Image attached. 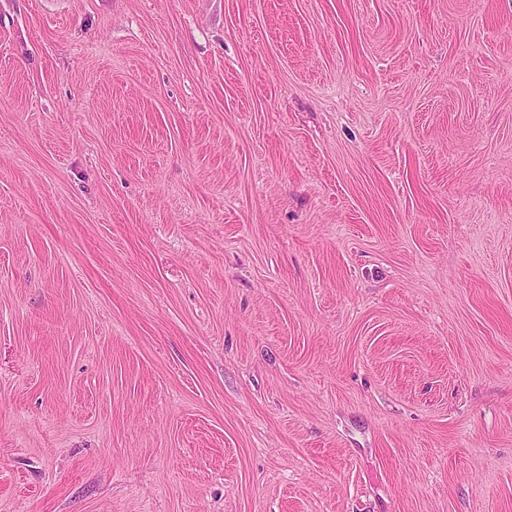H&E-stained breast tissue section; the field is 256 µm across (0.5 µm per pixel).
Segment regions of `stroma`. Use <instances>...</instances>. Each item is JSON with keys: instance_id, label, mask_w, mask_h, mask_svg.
<instances>
[{"instance_id": "stroma-1", "label": "stroma", "mask_w": 512, "mask_h": 512, "mask_svg": "<svg viewBox=\"0 0 512 512\" xmlns=\"http://www.w3.org/2000/svg\"><path fill=\"white\" fill-rule=\"evenodd\" d=\"M0 512H512V0H0Z\"/></svg>"}]
</instances>
